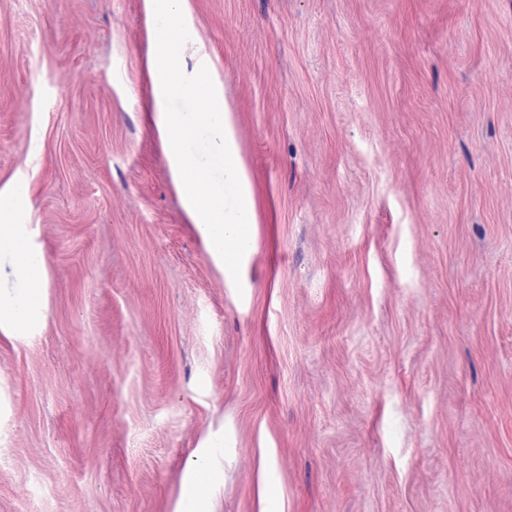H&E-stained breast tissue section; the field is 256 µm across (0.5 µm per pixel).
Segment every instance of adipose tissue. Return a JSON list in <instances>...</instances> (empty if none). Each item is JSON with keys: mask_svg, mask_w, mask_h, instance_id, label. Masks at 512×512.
Wrapping results in <instances>:
<instances>
[{"mask_svg": "<svg viewBox=\"0 0 512 512\" xmlns=\"http://www.w3.org/2000/svg\"><path fill=\"white\" fill-rule=\"evenodd\" d=\"M4 268L10 269L12 283L0 285V332L14 336L44 318L49 286L42 247L27 225L0 224V270Z\"/></svg>", "mask_w": 512, "mask_h": 512, "instance_id": "obj_1", "label": "adipose tissue"}]
</instances>
